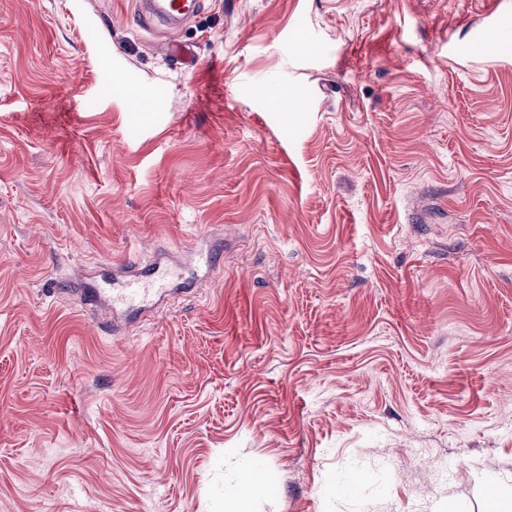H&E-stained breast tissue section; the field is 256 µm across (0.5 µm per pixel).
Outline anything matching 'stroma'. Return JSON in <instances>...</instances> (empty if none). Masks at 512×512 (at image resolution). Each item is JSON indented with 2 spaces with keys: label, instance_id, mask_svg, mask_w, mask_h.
Segmentation results:
<instances>
[{
  "label": "stroma",
  "instance_id": "35a3bbf8",
  "mask_svg": "<svg viewBox=\"0 0 512 512\" xmlns=\"http://www.w3.org/2000/svg\"><path fill=\"white\" fill-rule=\"evenodd\" d=\"M136 8L0 0V512H222L255 462L248 512H484L512 0ZM160 250L180 290L113 330L91 275ZM137 19L140 25L148 24L153 20H160L169 24H178L182 20L179 16L188 13V5L191 7L198 1H176V0H145L139 1Z\"/></svg>",
  "mask_w": 512,
  "mask_h": 512
}]
</instances>
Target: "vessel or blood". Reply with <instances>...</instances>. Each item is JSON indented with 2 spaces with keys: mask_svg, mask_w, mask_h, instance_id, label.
Instances as JSON below:
<instances>
[{
  "mask_svg": "<svg viewBox=\"0 0 512 512\" xmlns=\"http://www.w3.org/2000/svg\"><path fill=\"white\" fill-rule=\"evenodd\" d=\"M187 11L186 0H141L137 19L142 25L154 20L176 24ZM171 275V269L162 267L157 261L145 268L133 263L125 279L105 280L102 288L96 289L90 299L95 303L106 304L111 308L113 316L117 317L127 311L144 309L156 303L166 293Z\"/></svg>",
  "mask_w": 512,
  "mask_h": 512,
  "instance_id": "vessel-or-blood-1",
  "label": "vessel or blood"
}]
</instances>
